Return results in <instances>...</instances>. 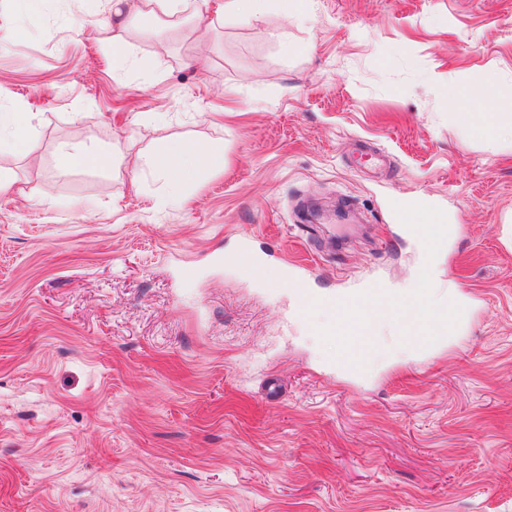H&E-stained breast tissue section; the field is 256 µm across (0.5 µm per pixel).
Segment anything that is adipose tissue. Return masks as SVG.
I'll return each instance as SVG.
<instances>
[{"mask_svg":"<svg viewBox=\"0 0 512 512\" xmlns=\"http://www.w3.org/2000/svg\"><path fill=\"white\" fill-rule=\"evenodd\" d=\"M112 6V56L121 60L129 51L128 37L136 19L167 17L169 25L182 22L181 0H110ZM491 86L451 89L449 100L456 107L458 122L479 137L494 135L498 114L491 99ZM150 164L171 192H178L197 177L200 167L220 169L224 166L223 152L200 144L180 141L169 143L161 155L151 157L135 154L129 163L130 171Z\"/></svg>","mask_w":512,"mask_h":512,"instance_id":"obj_1","label":"adipose tissue"}]
</instances>
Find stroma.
Returning <instances> with one entry per match:
<instances>
[{"label": "stroma", "mask_w": 512, "mask_h": 512, "mask_svg": "<svg viewBox=\"0 0 512 512\" xmlns=\"http://www.w3.org/2000/svg\"><path fill=\"white\" fill-rule=\"evenodd\" d=\"M26 2L0 0V107L36 140L0 143V512H512V133L446 96L492 83L512 113V0H209L121 64L108 0ZM75 137L112 168L61 171ZM175 140L224 166L172 202L123 156ZM412 199L459 227L430 281L471 320L412 359L383 332L356 380L318 331L341 307L289 324L290 269L407 283ZM268 0H225L224 14H232L244 23L260 20L266 10Z\"/></svg>", "instance_id": "obj_1"}]
</instances>
